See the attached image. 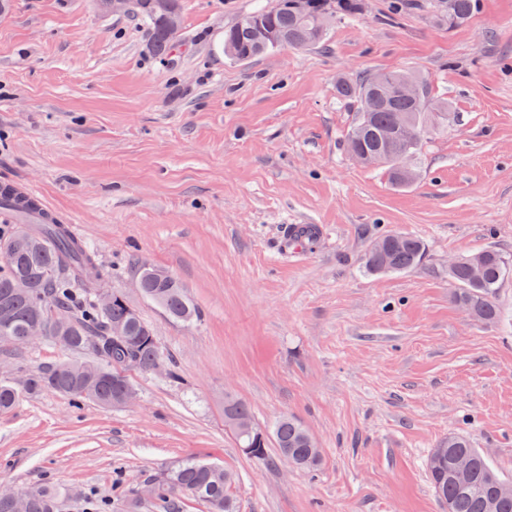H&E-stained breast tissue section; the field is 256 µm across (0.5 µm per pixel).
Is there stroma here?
I'll return each mask as SVG.
<instances>
[{
    "label": "stroma",
    "mask_w": 512,
    "mask_h": 512,
    "mask_svg": "<svg viewBox=\"0 0 512 512\" xmlns=\"http://www.w3.org/2000/svg\"><path fill=\"white\" fill-rule=\"evenodd\" d=\"M182 53L147 50L146 23L92 0H14L0 14V183L22 184L93 246L101 291L153 327L162 365L126 371L136 399L103 407L46 389L0 415V486H113L157 512L143 482L189 455L233 471L239 512H441L425 461L460 430L512 480V280L496 322L453 299L448 261L512 255V0H482L469 26L430 13L390 20L392 0L337 17L325 47L239 64L224 28L269 0H181ZM411 69L455 118L425 144L419 178L393 188L347 154L356 114L336 77ZM291 224L311 246L284 252ZM387 233L423 240L416 267L371 275ZM167 270L196 304L184 323L141 297L135 261ZM64 352L0 346V380ZM259 427L291 415L319 470L245 455L224 398Z\"/></svg>",
    "instance_id": "1"
}]
</instances>
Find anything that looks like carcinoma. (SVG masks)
Returning a JSON list of instances; mask_svg holds the SVG:
<instances>
[{
	"mask_svg": "<svg viewBox=\"0 0 512 512\" xmlns=\"http://www.w3.org/2000/svg\"><path fill=\"white\" fill-rule=\"evenodd\" d=\"M442 18L448 28L466 25L478 12L480 0H394L393 14L414 6ZM135 11L150 30L148 49L157 58L175 54L182 41H173L165 29L163 13L150 0H134ZM361 10V0H281L274 11L248 14L224 28V47L233 61L247 62L271 49H309L326 44L330 24L336 14L353 17ZM421 82L415 102L394 92L400 81ZM337 96L353 111L356 121L345 141V149H359L368 155L386 150V138L398 123L406 125L400 145L401 158L384 165L390 183L407 187L418 177L417 160L427 140L440 125L448 122L452 106L446 99L431 96L427 80L417 72H363L336 80ZM30 241L17 237L18 225L0 224V336L13 342H28L27 332L34 319L42 316L41 306L52 308L56 321L50 323L48 338L68 347L73 356L29 374L19 383L0 381V415L12 411L21 396L49 388L73 402L92 401L114 406L117 393L112 374L124 360L142 371L159 368L161 356L154 332L122 296L112 295L107 308L98 305L95 286L101 269L94 250L69 233L63 224H30ZM423 241L412 235L388 234L376 240L365 253L363 264L370 274L402 272L417 265L424 256ZM141 294L159 305L171 317L190 322L198 309L185 288L168 272L143 265L138 268ZM512 276V260L495 248H484L459 256L448 269L454 286V300L470 310L478 321L491 322L499 312L493 295ZM20 280L29 287L18 288ZM121 323L126 336L112 339V325ZM278 458L303 471L321 464V449L304 425L292 416L277 420L272 429ZM468 467L458 473L456 464ZM433 494L443 512H512V484L501 479L488 459L461 433L441 440L425 463ZM153 502L163 512H178L179 502L192 498L205 504L208 512H238L231 493L235 474L215 463L187 457L169 465L157 478ZM27 512H67L69 501L77 497L71 490L44 483L25 490Z\"/></svg>",
	"mask_w": 512,
	"mask_h": 512,
	"instance_id": "carcinoma-1",
	"label": "carcinoma"
}]
</instances>
